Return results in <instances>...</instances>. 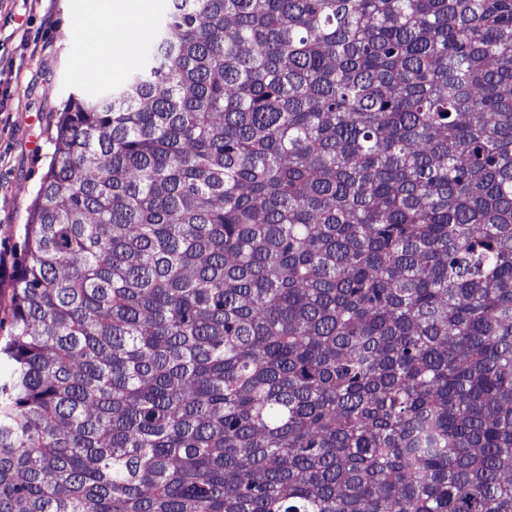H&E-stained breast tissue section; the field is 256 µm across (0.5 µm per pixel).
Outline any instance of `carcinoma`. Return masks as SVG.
I'll return each instance as SVG.
<instances>
[{
	"instance_id": "cac0c4a2",
	"label": "carcinoma",
	"mask_w": 512,
	"mask_h": 512,
	"mask_svg": "<svg viewBox=\"0 0 512 512\" xmlns=\"http://www.w3.org/2000/svg\"><path fill=\"white\" fill-rule=\"evenodd\" d=\"M0 360V512H512V0H171Z\"/></svg>"
}]
</instances>
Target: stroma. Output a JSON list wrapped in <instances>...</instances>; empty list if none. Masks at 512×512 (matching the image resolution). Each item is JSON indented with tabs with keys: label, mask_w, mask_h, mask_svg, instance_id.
Here are the masks:
<instances>
[{
	"label": "stroma",
	"mask_w": 512,
	"mask_h": 512,
	"mask_svg": "<svg viewBox=\"0 0 512 512\" xmlns=\"http://www.w3.org/2000/svg\"><path fill=\"white\" fill-rule=\"evenodd\" d=\"M112 0H0V337L9 334L27 207L46 172L56 122L69 95L100 93L139 69L137 38L119 66L96 55L80 21L104 15Z\"/></svg>",
	"instance_id": "obj_1"
}]
</instances>
